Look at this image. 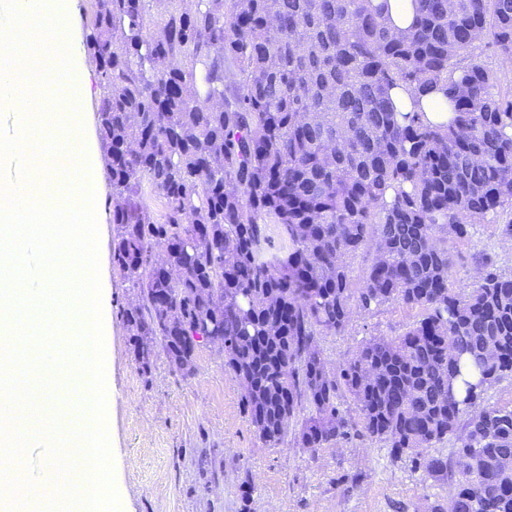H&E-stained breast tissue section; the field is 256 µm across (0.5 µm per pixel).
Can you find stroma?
I'll return each mask as SVG.
<instances>
[{
	"mask_svg": "<svg viewBox=\"0 0 512 512\" xmlns=\"http://www.w3.org/2000/svg\"><path fill=\"white\" fill-rule=\"evenodd\" d=\"M481 250L512 271V242L497 225L479 224L453 250L461 281H469L472 257ZM108 282L113 481L130 492L122 512H426L446 499L448 483L426 479L411 457L394 459L383 443L366 437L316 452L295 444L265 447L217 348L198 350L191 378L175 372L159 350L150 372L141 373L123 319L136 294L116 271ZM409 320L396 306L357 315L346 335L321 337L319 347L335 368L362 340L397 335Z\"/></svg>",
	"mask_w": 512,
	"mask_h": 512,
	"instance_id": "1",
	"label": "stroma"
}]
</instances>
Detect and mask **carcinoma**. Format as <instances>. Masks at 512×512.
<instances>
[{
	"instance_id": "1",
	"label": "carcinoma",
	"mask_w": 512,
	"mask_h": 512,
	"mask_svg": "<svg viewBox=\"0 0 512 512\" xmlns=\"http://www.w3.org/2000/svg\"><path fill=\"white\" fill-rule=\"evenodd\" d=\"M483 45L512 59V0H417L401 35L372 0H91L139 369L159 347L190 378L219 336L266 446L367 436L457 476L429 512H512V407L484 403L512 377V273L480 252L462 285L452 254L477 224L512 239V80ZM396 88L444 89L451 117ZM385 305L414 320L332 369L320 337ZM392 101L397 112H410L413 109L422 110L426 117L434 123L446 122L451 116L448 99L439 91H433L420 99V105L415 107L410 95L401 90L392 91Z\"/></svg>"
}]
</instances>
